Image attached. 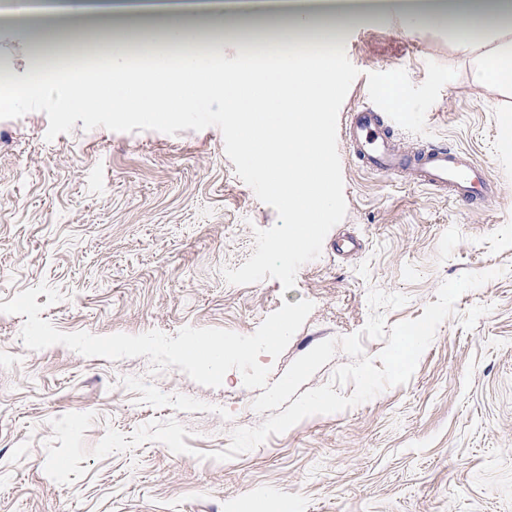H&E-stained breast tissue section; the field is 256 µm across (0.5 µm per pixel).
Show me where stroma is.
I'll list each match as a JSON object with an SVG mask.
<instances>
[{"instance_id": "obj_1", "label": "stroma", "mask_w": 512, "mask_h": 512, "mask_svg": "<svg viewBox=\"0 0 512 512\" xmlns=\"http://www.w3.org/2000/svg\"><path fill=\"white\" fill-rule=\"evenodd\" d=\"M183 24L228 68L298 38L288 20L259 30L232 14L220 36L206 18ZM464 24L396 14L344 23L336 45L359 74L338 124L371 102L392 119L400 149L471 153L494 196L465 206L406 175L365 171L338 138L346 216L288 291L273 278L233 285L223 276L277 214L237 176L218 127L167 135L78 125L50 140L43 112L0 120V303L48 284L62 298L39 295L41 317L66 333L173 336L192 326L249 335L282 303L310 300L281 356L259 358L274 382L321 341L361 332L370 288L407 296L385 311L391 326L421 317L445 280L500 272L458 299L408 383L225 461L211 452L228 447L234 428L264 420L252 407L258 390L238 370L211 388L176 367L152 373L143 356L33 351L23 317L0 313V512H252L256 498L263 512H512V90L474 82L475 61L455 43ZM83 25L105 56L120 49L134 61L143 45L166 47L161 15L128 26L100 13ZM40 30L0 21V77L15 89L26 85ZM390 84L404 104L384 95ZM70 412L94 413L89 450L107 429L129 435L174 419L194 452L147 442L87 458L83 477L60 484L45 472L46 443L52 420Z\"/></svg>"}]
</instances>
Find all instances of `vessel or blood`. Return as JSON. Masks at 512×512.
Returning a JSON list of instances; mask_svg holds the SVG:
<instances>
[{"mask_svg":"<svg viewBox=\"0 0 512 512\" xmlns=\"http://www.w3.org/2000/svg\"><path fill=\"white\" fill-rule=\"evenodd\" d=\"M393 128L382 113L362 104L351 113L345 138L352 156L381 174L408 172L413 184L448 191L455 199L474 202L493 193L485 169L468 153L430 146L400 153L392 146Z\"/></svg>","mask_w":512,"mask_h":512,"instance_id":"vessel-or-blood-1","label":"vessel or blood"}]
</instances>
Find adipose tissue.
<instances>
[{
  "label": "adipose tissue",
  "instance_id": "obj_1",
  "mask_svg": "<svg viewBox=\"0 0 512 512\" xmlns=\"http://www.w3.org/2000/svg\"><path fill=\"white\" fill-rule=\"evenodd\" d=\"M369 2L333 0L322 22L313 17V0H296L292 20L310 41L327 44L339 35L335 20L364 15ZM448 9L474 21L458 42L462 51L481 57L474 80L494 90L511 88L512 40L494 36L492 23L498 11L512 14V0H452ZM169 15L170 55L147 51L144 61L131 70L103 58L89 63L87 43L79 41L74 53L80 67L93 73L90 81L62 78L59 31L46 26L40 63L29 72V88L62 85L67 106L77 112L134 110L165 117L210 87H220L245 157L295 218L293 234L282 248L283 255H290L337 204L335 164L326 135L336 92L335 67H307L292 55L275 68L260 69L245 58L228 70L223 61L189 46L178 7H170Z\"/></svg>",
  "mask_w": 512,
  "mask_h": 512
}]
</instances>
